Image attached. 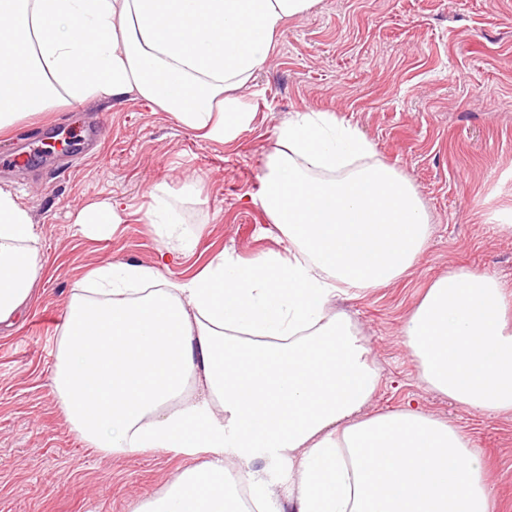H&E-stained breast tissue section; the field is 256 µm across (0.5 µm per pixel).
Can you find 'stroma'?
<instances>
[{
    "mask_svg": "<svg viewBox=\"0 0 512 512\" xmlns=\"http://www.w3.org/2000/svg\"><path fill=\"white\" fill-rule=\"evenodd\" d=\"M237 96L253 117L226 143L133 95L60 105L0 138V153L43 138L34 162L0 173L39 226L43 265L31 305L0 325V512H133L205 460L201 451L108 457L87 447L52 387L65 309L76 284L110 262L177 281L223 251L244 261L284 251L258 192L292 112L356 126L430 216L415 268L331 305L351 316L380 369L370 413L416 408L456 425L487 465L495 512H512V414L467 410L429 390L400 334L448 271L486 273L512 293V0H317L284 23ZM160 190L197 238L176 260L150 222ZM99 202L121 222L85 236L76 217Z\"/></svg>",
    "mask_w": 512,
    "mask_h": 512,
    "instance_id": "1",
    "label": "stroma"
}]
</instances>
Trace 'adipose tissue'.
<instances>
[{"label":"adipose tissue","mask_w":512,"mask_h":512,"mask_svg":"<svg viewBox=\"0 0 512 512\" xmlns=\"http://www.w3.org/2000/svg\"><path fill=\"white\" fill-rule=\"evenodd\" d=\"M315 2L0 0V132L133 94L233 140L251 120L234 90ZM276 138L261 202L285 253L225 251L164 283L108 263L74 291L53 377L73 430L108 456L208 452L135 512H494L483 459L458 427L414 409L368 413L379 369L351 319L329 311L414 268L430 235L414 186L328 113L291 114ZM152 213L177 252L195 247L167 200ZM38 238L30 209L0 188V323L34 297ZM401 334L430 390L512 414V295L493 277L436 278Z\"/></svg>","instance_id":"obj_1"}]
</instances>
